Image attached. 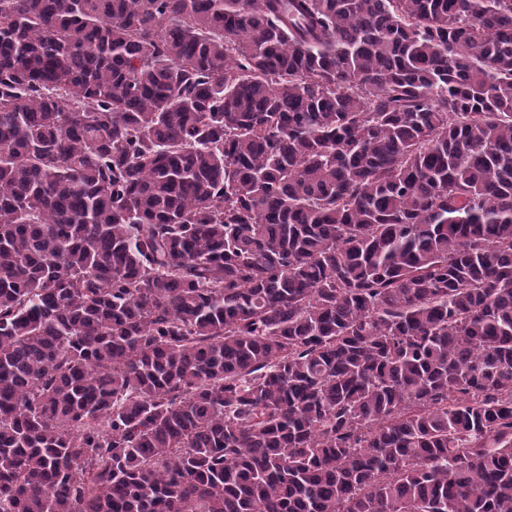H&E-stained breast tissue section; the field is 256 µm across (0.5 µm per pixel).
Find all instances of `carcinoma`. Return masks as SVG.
<instances>
[{
  "label": "carcinoma",
  "instance_id": "cac0c4a2",
  "mask_svg": "<svg viewBox=\"0 0 512 512\" xmlns=\"http://www.w3.org/2000/svg\"><path fill=\"white\" fill-rule=\"evenodd\" d=\"M0 512H512V0H0Z\"/></svg>",
  "mask_w": 512,
  "mask_h": 512
}]
</instances>
